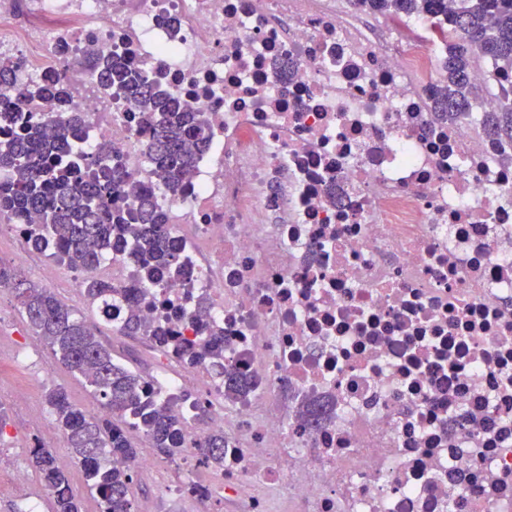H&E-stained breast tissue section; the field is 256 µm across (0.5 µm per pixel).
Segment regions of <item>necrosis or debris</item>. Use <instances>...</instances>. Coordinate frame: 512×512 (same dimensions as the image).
Returning a JSON list of instances; mask_svg holds the SVG:
<instances>
[{"label":"necrosis or debris","instance_id":"necrosis-or-debris-1","mask_svg":"<svg viewBox=\"0 0 512 512\" xmlns=\"http://www.w3.org/2000/svg\"><path fill=\"white\" fill-rule=\"evenodd\" d=\"M99 51L208 115L176 192L149 176L134 102L85 64ZM5 55L18 86L68 99L1 102L83 112L85 151L166 212L189 264L152 287L144 323L218 333L249 384L226 402L221 371L157 349L146 387L186 421L171 495L204 512H269L271 493L297 512H512V165L476 121L431 120L446 43L427 18L356 0H0ZM211 431L219 470L194 446Z\"/></svg>","mask_w":512,"mask_h":512}]
</instances>
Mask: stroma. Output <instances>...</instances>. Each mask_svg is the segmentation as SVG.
Wrapping results in <instances>:
<instances>
[{
	"mask_svg": "<svg viewBox=\"0 0 512 512\" xmlns=\"http://www.w3.org/2000/svg\"><path fill=\"white\" fill-rule=\"evenodd\" d=\"M0 261L16 266L27 280L49 289L62 301L84 307L83 280L77 271L48 255L30 251L24 239L7 225L0 227ZM31 334L13 294L0 292V407L8 416L0 443L9 448L11 460L24 469L29 466V444L34 437L57 456L70 454L60 431H38L31 419L32 412H47V388L63 386L74 404L90 413L98 409L86 383L57 365L48 347L42 345L32 351L26 348L25 340Z\"/></svg>",
	"mask_w": 512,
	"mask_h": 512,
	"instance_id": "35a3bbf8",
	"label": "stroma"
}]
</instances>
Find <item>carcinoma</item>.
<instances>
[{
	"label": "carcinoma",
	"mask_w": 512,
	"mask_h": 512,
	"mask_svg": "<svg viewBox=\"0 0 512 512\" xmlns=\"http://www.w3.org/2000/svg\"><path fill=\"white\" fill-rule=\"evenodd\" d=\"M366 10L394 15L426 16L448 37V55L432 98L434 118L464 120L472 116L487 90L496 86L500 109L483 118V130L512 164V0H359ZM489 65L488 82L472 75L480 62ZM99 80L110 89L128 93L145 112L152 138L147 147L149 175L175 191L191 167L194 154L209 143L204 113L131 68L118 53L95 55ZM26 134L0 140V223L25 225L29 246L76 271H91L112 254L129 249L137 266L136 285L114 288L112 281H84L89 305L112 321V298L143 297L150 286L181 281L188 258L173 239L165 215L152 198L136 196L133 222L112 212V193L129 185L109 159L81 153L82 115L62 119L57 112H33L25 120ZM0 286L14 294L29 328L50 349L55 362L82 377L107 416L91 415L73 404L65 389L51 386L45 398L55 427L66 435L72 457L85 470L88 487L99 499V512H131L136 450L132 433L144 434L166 457L184 447L185 419L169 402L145 390V380L112 357L82 312L23 277L0 261ZM127 336H152L164 348V333L150 331L136 313L123 321ZM184 360L220 366L224 339L210 334L201 344L184 342ZM195 447L204 449L208 464L224 462V433L201 435ZM30 465L39 473L54 502L55 512H82L65 466L49 448L31 449Z\"/></svg>",
	"instance_id": "carcinoma-1"
}]
</instances>
